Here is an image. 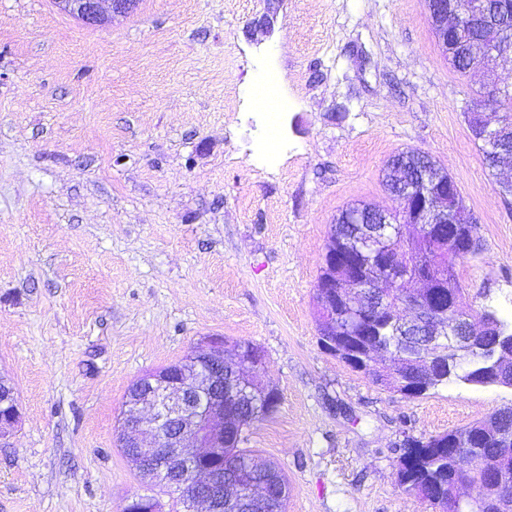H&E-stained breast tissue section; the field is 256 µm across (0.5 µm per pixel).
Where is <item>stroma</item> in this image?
<instances>
[{
	"label": "stroma",
	"mask_w": 512,
	"mask_h": 512,
	"mask_svg": "<svg viewBox=\"0 0 512 512\" xmlns=\"http://www.w3.org/2000/svg\"><path fill=\"white\" fill-rule=\"evenodd\" d=\"M275 71L277 159L251 90ZM484 83L442 56L424 0H139L99 27L54 0H0V512H119L158 497L117 429L129 387L199 339L264 353L274 414L247 445L286 512H434L396 485L392 444L512 406L451 383L419 397L326 352L314 285L352 203L396 211L381 170L408 148L454 178L482 249L465 305L512 320V197L464 110ZM5 402H8V405L5 406L8 407V409L3 413L1 410L2 405ZM18 416L19 408L12 388H8L4 394L1 393L0 390V437L6 432L8 428L15 424Z\"/></svg>",
	"instance_id": "obj_1"
}]
</instances>
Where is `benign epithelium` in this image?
Masks as SVG:
<instances>
[{"label": "benign epithelium", "instance_id": "benign-epithelium-1", "mask_svg": "<svg viewBox=\"0 0 512 512\" xmlns=\"http://www.w3.org/2000/svg\"><path fill=\"white\" fill-rule=\"evenodd\" d=\"M59 8L89 25H99L112 15L128 14L138 0H54ZM429 19L437 43L448 45V29H460L468 13L448 8V0L436 3L425 0ZM512 51L511 38H499L486 49L485 54L471 61L470 66L485 69L488 81L485 87L468 104L470 112L495 109L493 98L498 87L493 75L492 62L504 53ZM437 185L445 181L436 175L434 164L420 169L418 178L397 191L403 201L402 213L408 215L412 225H447L446 244H455L457 227L455 211L448 207V194L456 190L441 191ZM352 224L360 225L357 236L345 243L343 254L330 253L329 266L338 268L353 283L358 299L356 306L378 311L380 307L370 302L373 293L385 277L366 284L363 277V257L371 256L383 271L390 270L395 257L385 243V225L393 223V213L378 211L372 217L365 212H354L347 217ZM420 289L409 292L402 306L411 310L413 317L398 325L401 336H411L422 328L427 340L422 348L431 354L428 362L429 379L434 383L445 381L454 370L451 357L441 356L443 341L458 340L462 350L478 358L475 367L465 372L468 383L495 385L512 388V331L503 332L495 314L484 309L474 314L454 302L447 309L432 300L426 292L428 284L418 281ZM194 356L206 361L207 368L193 367L174 377L173 369L149 372L136 382L135 395L126 401L119 434L120 447L138 448L141 455L150 456L157 448L166 449V455L151 467L135 463L138 472L150 482L177 495L182 500L183 512H199V505L207 506L206 512H224V492L218 475L212 472L209 462L219 456L224 439V399L215 394V370L224 365V338L208 336L195 344ZM350 362L362 371L375 369L383 364L394 365L390 358L380 359L371 352L366 357L355 356ZM8 403V409L0 411V436L12 427L19 416V408L12 389L0 392V406ZM485 435L503 441L499 455H512V435L492 417ZM452 456L459 461L469 458L470 466L484 468L488 479L484 483H472L459 479L453 483L451 498L456 507L478 504L483 512H512V477L495 470L493 462L473 456V440L465 433H455L449 440Z\"/></svg>", "mask_w": 512, "mask_h": 512}]
</instances>
